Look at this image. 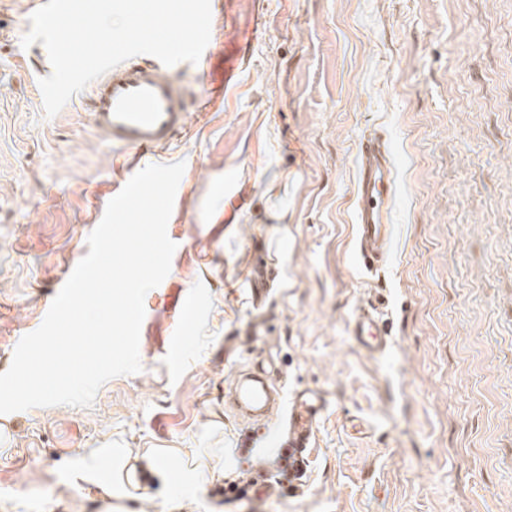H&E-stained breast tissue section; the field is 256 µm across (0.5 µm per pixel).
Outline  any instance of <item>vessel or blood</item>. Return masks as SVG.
Wrapping results in <instances>:
<instances>
[{"mask_svg": "<svg viewBox=\"0 0 512 512\" xmlns=\"http://www.w3.org/2000/svg\"><path fill=\"white\" fill-rule=\"evenodd\" d=\"M90 126L113 145L128 150L162 148L187 128L189 101L162 67L138 55L115 66L90 84ZM355 184L357 252L365 268L385 263L394 234V165L388 144L369 135L358 144ZM350 335L368 356L383 355L390 342L380 307L359 308L349 325ZM275 389L268 378L254 375L237 383L233 404L244 417L258 416ZM328 407L313 388L295 391L288 399L283 448L289 467L301 464L311 448Z\"/></svg>", "mask_w": 512, "mask_h": 512, "instance_id": "obj_1", "label": "vessel or blood"}]
</instances>
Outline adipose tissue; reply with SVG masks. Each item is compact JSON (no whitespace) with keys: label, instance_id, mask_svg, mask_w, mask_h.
Listing matches in <instances>:
<instances>
[{"label":"adipose tissue","instance_id":"1","mask_svg":"<svg viewBox=\"0 0 512 512\" xmlns=\"http://www.w3.org/2000/svg\"><path fill=\"white\" fill-rule=\"evenodd\" d=\"M183 458L195 474L224 468L222 457H205L188 448H90L82 457L81 472L102 489L105 498L121 501L130 498L141 478L150 476L168 484L172 461Z\"/></svg>","mask_w":512,"mask_h":512}]
</instances>
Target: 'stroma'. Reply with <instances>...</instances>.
Masks as SVG:
<instances>
[{"label":"stroma","mask_w":512,"mask_h":512,"mask_svg":"<svg viewBox=\"0 0 512 512\" xmlns=\"http://www.w3.org/2000/svg\"><path fill=\"white\" fill-rule=\"evenodd\" d=\"M47 0H0V373L42 323L77 250L128 170L90 128L86 93L46 117L42 44L22 48ZM209 64L167 73L188 130L137 166L185 162L167 233L171 270L144 301L142 370L88 408L9 413L0 512H109L85 449L195 448L224 471L147 482L119 512H512V0H211ZM260 27L224 87V48ZM220 98L213 109L201 100ZM388 138L395 232L388 263L356 264L358 142ZM237 184L224 197L225 179ZM275 280L269 334H246L256 260ZM200 318L176 326L178 297ZM385 297L373 359L348 334ZM184 348L165 350L173 333ZM328 409L304 469L272 478L273 413L254 442L227 402L255 365Z\"/></svg>","instance_id":"obj_1"}]
</instances>
